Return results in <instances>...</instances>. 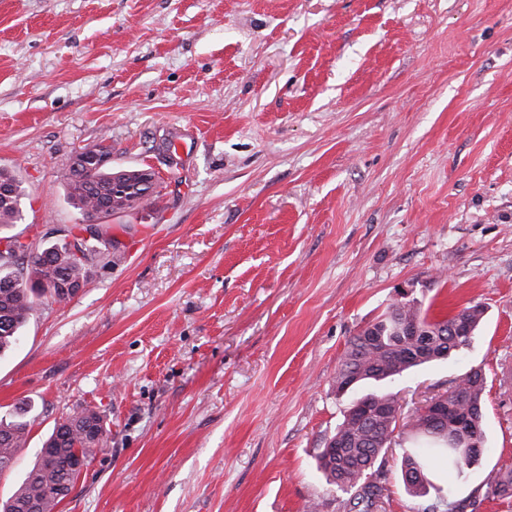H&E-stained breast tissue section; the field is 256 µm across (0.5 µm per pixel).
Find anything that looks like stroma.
I'll use <instances>...</instances> for the list:
<instances>
[{
    "label": "stroma",
    "instance_id": "35a3bbf8",
    "mask_svg": "<svg viewBox=\"0 0 512 512\" xmlns=\"http://www.w3.org/2000/svg\"><path fill=\"white\" fill-rule=\"evenodd\" d=\"M148 166L146 209L100 216L115 258L41 298L0 356V417L32 426L7 499L54 426L104 443L56 512H348L315 457L350 398L349 340L399 291L470 345L390 385L402 405L381 512L480 498L512 460V0H0V168L12 229L82 223L75 154ZM483 370V464L407 495L409 415Z\"/></svg>",
    "mask_w": 512,
    "mask_h": 512
}]
</instances>
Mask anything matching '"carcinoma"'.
Wrapping results in <instances>:
<instances>
[{
    "instance_id": "cac0c4a2",
    "label": "carcinoma",
    "mask_w": 512,
    "mask_h": 512,
    "mask_svg": "<svg viewBox=\"0 0 512 512\" xmlns=\"http://www.w3.org/2000/svg\"><path fill=\"white\" fill-rule=\"evenodd\" d=\"M104 155L111 152L103 145L85 149L79 167L70 168L67 176L68 197L86 221H94L103 213L125 210L121 203L99 208L102 200L112 198L115 184L132 180L122 169L112 168L110 161L102 159ZM22 196L20 182L9 170L1 168L0 230L21 220ZM84 230V225L76 224L69 231L82 253L80 257L61 241L36 252L25 243L21 258L12 263L0 261V354L15 344L40 297L46 295L56 303L66 304L70 296L61 290L62 284L77 285L87 280L96 263L112 264L108 227L97 225L96 233L89 239L81 237ZM483 317L484 308L479 304L466 306L451 316L431 317L422 302L413 298L390 304L369 327L349 341L337 371L336 389L343 392L339 382L352 376L356 378L354 386L370 385L372 391L357 398L345 411L343 420L326 439L339 447L332 453L320 450L317 462L327 481L349 495L350 508L375 512L382 508L386 498V487L377 481V476L402 411L396 395L385 390L383 384L469 345ZM411 321L418 322L430 335L406 336L396 330L397 323ZM485 389V374L475 369L447 397L448 412L437 417L417 411L411 414L413 449L404 453L400 466L409 495L429 494L431 476L439 463L447 466L458 480L466 479L481 466L484 453L459 447L463 429L456 426V421L463 420L468 427L485 431ZM29 426L30 422L20 415L10 420L0 418V474L4 466L13 465L18 450L26 445ZM105 433L101 414L88 408L57 423L22 483L0 502V512H54L61 502L54 495V487L74 483L79 474L72 469L71 459L78 455L89 463ZM487 485L494 497L512 499V467L503 464L491 469Z\"/></svg>"
}]
</instances>
